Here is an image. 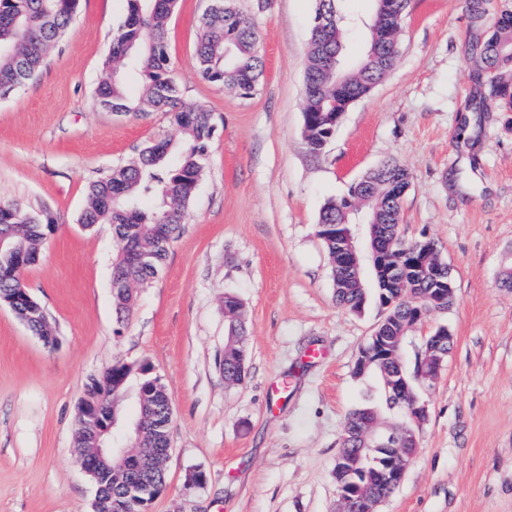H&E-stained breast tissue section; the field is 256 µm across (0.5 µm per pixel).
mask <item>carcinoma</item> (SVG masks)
<instances>
[{
  "label": "carcinoma",
  "instance_id": "cac0c4a2",
  "mask_svg": "<svg viewBox=\"0 0 512 512\" xmlns=\"http://www.w3.org/2000/svg\"><path fill=\"white\" fill-rule=\"evenodd\" d=\"M221 11L207 12L201 21L196 58L203 76L218 85H227L243 95L250 94L263 74V60L257 49V34L252 21L236 9L234 0H217ZM343 0H318L316 14L329 23L311 28L308 65L305 72L304 125L308 145L314 152L324 148L333 136L336 113L349 103L367 95L393 68L395 42L401 32L408 0H394L391 12L374 11L367 30L366 49L355 64L347 59L346 33L353 26L344 13ZM78 0H0V98H6L31 80L45 63L48 53L59 43L77 14ZM177 0H126V15L112 42L104 67L107 76L98 84L99 106L124 114L149 110L168 114L178 131V139L149 143L130 164L112 169L93 182L87 193V206L79 222L85 227L112 225L121 244V254L112 267V293L116 312L123 315L133 301V290L149 283L158 274L171 243L179 237L187 221L188 208L207 159L216 125L211 113L201 109L178 110L179 89L170 67L169 19ZM475 36L471 55L480 73H490L495 81L489 97L502 112H512V11L504 10L489 29L484 27L485 0H465ZM144 83L142 94L129 93L130 75ZM409 184V172L394 159L387 160L353 182L347 194L328 202L317 224L330 262L336 303L359 311L367 299L366 268L360 269L345 259L346 240L341 225L353 221L349 202L367 201L368 220L379 226L382 248L397 258L405 253L420 262L418 271L407 273L398 267L377 276L376 296L381 305L392 304L386 319L378 326V344L410 331L411 298L432 295L454 287L448 268L438 267L440 248L433 241L407 242L398 232L401 201ZM56 229L55 219L46 212L31 211L19 204L0 203V297L15 299V316L45 343L54 344L53 327L44 309L25 291L23 272L33 265L48 235ZM242 303L224 295V318L228 339L224 346V380L240 385L245 379V327L240 319ZM379 375L386 405L401 409L412 418V398L392 386L393 376L410 374L405 363L388 361L372 365ZM133 390L136 402L134 422L125 444L149 460L170 447L172 406L160 379L147 364L117 362L87 385L82 405L99 409V417L77 426L76 447L90 453L103 440L98 428L111 415H121L120 404L113 403V391ZM374 406L350 413L342 434L337 457L351 462L336 465V480L351 489V494H367L378 500L391 496L396 486L374 480L371 471L380 449L391 448L401 440L416 448L418 438L407 426L398 440L378 429L364 434L365 424L376 422ZM138 479L153 489L149 498H130L126 485ZM97 487L93 512H146L148 505L165 487V470L145 464L139 468L115 460L109 468L91 472Z\"/></svg>",
  "mask_w": 512,
  "mask_h": 512
}]
</instances>
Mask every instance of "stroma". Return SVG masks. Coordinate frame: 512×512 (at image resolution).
I'll return each mask as SVG.
<instances>
[{"label":"stroma","mask_w":512,"mask_h":512,"mask_svg":"<svg viewBox=\"0 0 512 512\" xmlns=\"http://www.w3.org/2000/svg\"><path fill=\"white\" fill-rule=\"evenodd\" d=\"M210 4L179 0L169 35L181 106L211 112L217 130L184 231L125 321L112 298V228L78 222L86 189L146 143L178 137L163 113L96 102L126 0H80L37 78L0 99V202L58 219L22 275L55 345L0 303V512H92L77 409L117 361L149 364L172 402L166 486L148 512H336L346 419L382 398L379 377L355 364L386 310L372 298L357 312L337 305L317 224L328 201L389 159L410 173L401 234L438 243L456 301L408 336L410 360L437 327L454 343L419 388V448L380 512H512V291L499 286L512 266V112L474 109L490 78L475 73L463 0H410L394 67L318 153L303 134L317 0H236L264 60L247 96L197 68ZM228 294L243 304L240 385L220 367ZM196 471L206 482L188 487Z\"/></svg>","instance_id":"stroma-1"}]
</instances>
